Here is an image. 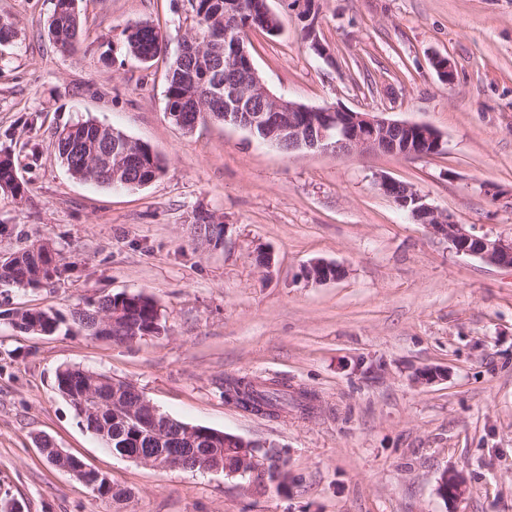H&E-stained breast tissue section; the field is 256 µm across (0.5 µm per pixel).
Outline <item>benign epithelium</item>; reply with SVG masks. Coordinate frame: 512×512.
<instances>
[{
	"instance_id": "7a95c632",
	"label": "benign epithelium",
	"mask_w": 512,
	"mask_h": 512,
	"mask_svg": "<svg viewBox=\"0 0 512 512\" xmlns=\"http://www.w3.org/2000/svg\"><path fill=\"white\" fill-rule=\"evenodd\" d=\"M300 6L299 16L306 22L304 31L307 39L312 42L318 55L327 56L326 48L316 32L315 0H300ZM433 67L442 83H454L455 73L447 58H435ZM251 74L252 83H226L224 90L215 92V96L224 97V115L220 119L243 127L253 135L256 130H263L267 133L264 140L282 150H319L350 157L376 153L386 148L401 157H427L442 148L441 135L429 125L391 120L371 112H357L340 106H307L274 94L256 68H251ZM398 131L407 132L408 141L400 144L392 138ZM378 187L414 223L423 224L433 235L447 239L456 253L476 257L491 265L512 267V240L467 231L447 214L426 203L425 196L411 184L382 177ZM342 273L340 266L323 261H315L305 269L306 278L318 282L335 280ZM112 410L116 417L144 426L157 436L163 437L167 432V416L144 395L132 406L116 403ZM211 437L223 443L224 447L237 451L240 462L236 467L229 469L224 466L220 456H203L195 453V448L190 446L151 457L133 454L127 459L158 469L198 468L241 477L265 470V460L250 455L253 443L225 432L213 433ZM463 487L462 476L455 473L442 475L440 494L443 498L461 496Z\"/></svg>"
}]
</instances>
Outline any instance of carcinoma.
I'll return each mask as SVG.
<instances>
[{"label": "carcinoma", "instance_id": "obj_1", "mask_svg": "<svg viewBox=\"0 0 512 512\" xmlns=\"http://www.w3.org/2000/svg\"><path fill=\"white\" fill-rule=\"evenodd\" d=\"M74 0H56L48 22L50 38L69 39L79 35L81 19L79 10L72 9ZM191 12V30L200 43L206 46V66L199 67L194 56L175 58L170 66L166 87V111L181 114L182 128L194 123L206 122L203 112L195 104H208V95L217 85H224V78L248 77V68L241 65L235 71L229 69L228 59L233 53L232 43L224 39V15L232 13L231 20L238 27L259 29L272 34L271 22L265 7L266 0H188ZM121 52L139 61L155 58L162 50L160 32L151 24L136 23V30L122 31ZM55 150L61 162L78 180L94 182L109 187H127L134 182L146 186L157 180L165 170L164 163L148 145L137 149L138 156L132 161L119 164L118 157L126 147L121 134L114 128L86 120L59 130L55 138ZM15 165L6 158L0 166V191L14 197H24V186L15 181ZM58 273L53 251L44 244L33 245L0 260V283L17 286H34L50 281ZM123 304L125 318L137 326L140 333L150 336L163 329L160 314L153 301L142 294L119 300V295L106 296L83 313L73 315V321L89 336H96L95 315L110 312L112 307ZM61 322L59 316L49 310H25L18 314L13 324L24 332L50 335ZM96 373L65 367L55 374V388L69 402L86 429L94 430L105 447L120 455L122 451L139 450L146 455L158 452L159 445L152 442L146 429H134L112 419L108 401L112 397L135 399L123 381L106 378V402L95 413L83 412L80 399L89 389L88 381ZM255 400L282 412L294 406L292 399L279 388L263 387L255 391Z\"/></svg>", "mask_w": 512, "mask_h": 512}]
</instances>
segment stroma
Wrapping results in <instances>:
<instances>
[{"instance_id": "stroma-1", "label": "stroma", "mask_w": 512, "mask_h": 512, "mask_svg": "<svg viewBox=\"0 0 512 512\" xmlns=\"http://www.w3.org/2000/svg\"><path fill=\"white\" fill-rule=\"evenodd\" d=\"M282 28L249 31L271 91L440 132L439 153L339 158L291 153L221 122L187 132L165 111L170 64L188 33L173 0H79V49L47 35L53 0H0L15 35L0 44V152L26 193L0 192V258L49 244L58 274L0 284V504L22 512H512V267L457 254L377 187L386 176L477 235L512 239V0H319L329 58L302 37L297 9L267 0ZM149 22L164 48L144 64L119 50ZM447 57L453 85L432 67ZM148 144L164 174L142 187L73 178L55 133L79 121ZM224 224L213 246L197 213ZM268 266H260L258 254ZM322 260L342 278L315 282ZM142 293L161 334L130 344L78 326L24 333L25 309L62 315ZM75 367L129 382L160 412L281 450L277 487L222 472L157 469L112 454L54 387ZM428 369L441 372L422 381ZM229 378L273 379L315 409L277 419L224 397ZM129 490L102 499L53 468L39 442ZM467 487L438 490L444 472ZM342 273L340 266L323 261H315L305 269L306 278L318 282L338 279Z\"/></svg>"}]
</instances>
